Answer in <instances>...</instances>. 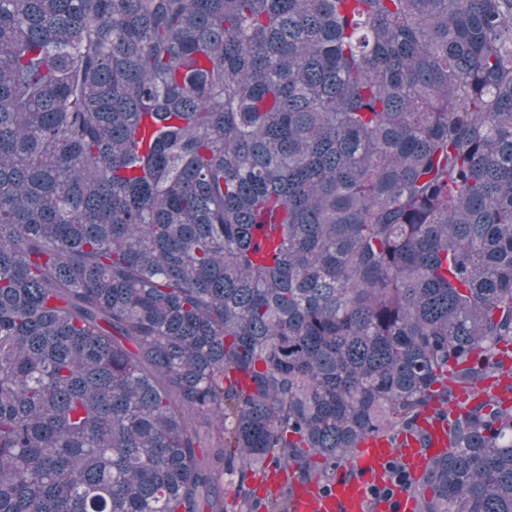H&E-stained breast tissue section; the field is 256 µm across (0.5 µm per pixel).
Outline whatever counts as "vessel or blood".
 <instances>
[{
  "label": "vessel or blood",
  "mask_w": 512,
  "mask_h": 512,
  "mask_svg": "<svg viewBox=\"0 0 512 512\" xmlns=\"http://www.w3.org/2000/svg\"><path fill=\"white\" fill-rule=\"evenodd\" d=\"M428 434L430 443L425 448L411 435L394 445L384 438L361 441L352 459L337 463L328 485L295 487L290 512H415L410 489L393 485L391 470L397 466L410 478H418L425 450L436 451L447 444L444 422H434Z\"/></svg>",
  "instance_id": "1"
}]
</instances>
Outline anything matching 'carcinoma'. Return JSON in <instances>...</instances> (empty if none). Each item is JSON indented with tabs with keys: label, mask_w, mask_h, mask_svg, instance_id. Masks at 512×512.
<instances>
[{
	"label": "carcinoma",
	"mask_w": 512,
	"mask_h": 512,
	"mask_svg": "<svg viewBox=\"0 0 512 512\" xmlns=\"http://www.w3.org/2000/svg\"><path fill=\"white\" fill-rule=\"evenodd\" d=\"M503 347L512 0H0V512H512ZM397 444L375 437L361 441L352 459L336 464V475L328 485L295 487L290 511L414 512L410 489L393 485L391 470L398 466L416 480L425 455L413 435L402 436Z\"/></svg>",
	"instance_id": "cac0c4a2"
}]
</instances>
